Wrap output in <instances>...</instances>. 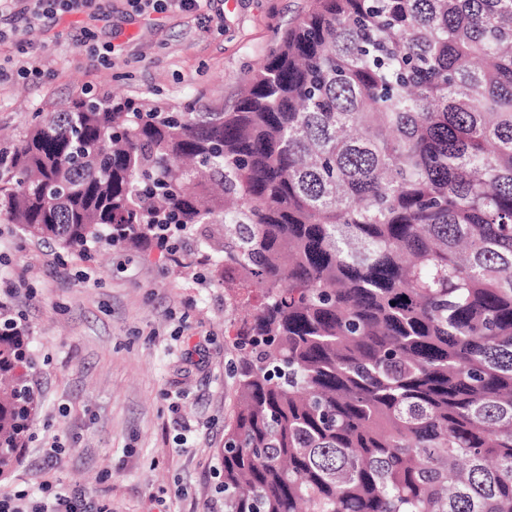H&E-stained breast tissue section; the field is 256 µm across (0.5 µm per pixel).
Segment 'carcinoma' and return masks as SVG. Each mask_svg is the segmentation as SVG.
<instances>
[{
  "label": "carcinoma",
  "instance_id": "obj_1",
  "mask_svg": "<svg viewBox=\"0 0 512 512\" xmlns=\"http://www.w3.org/2000/svg\"><path fill=\"white\" fill-rule=\"evenodd\" d=\"M0 221L177 224L256 298L224 512H512V0H314L230 112L75 98L0 153ZM32 368L1 324V476Z\"/></svg>",
  "mask_w": 512,
  "mask_h": 512
}]
</instances>
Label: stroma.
Listing matches in <instances>:
<instances>
[{"mask_svg":"<svg viewBox=\"0 0 512 512\" xmlns=\"http://www.w3.org/2000/svg\"><path fill=\"white\" fill-rule=\"evenodd\" d=\"M311 0H198L136 11L130 0L48 20L0 43V149L85 91L172 112H222ZM110 45L108 63L82 47ZM0 280L27 325L40 395L22 457L0 490L39 500L50 483L111 512H224V424L236 403L239 314L156 251L63 253L0 223ZM60 458L42 468L43 448Z\"/></svg>","mask_w":512,"mask_h":512,"instance_id":"35a3bbf8","label":"stroma"}]
</instances>
